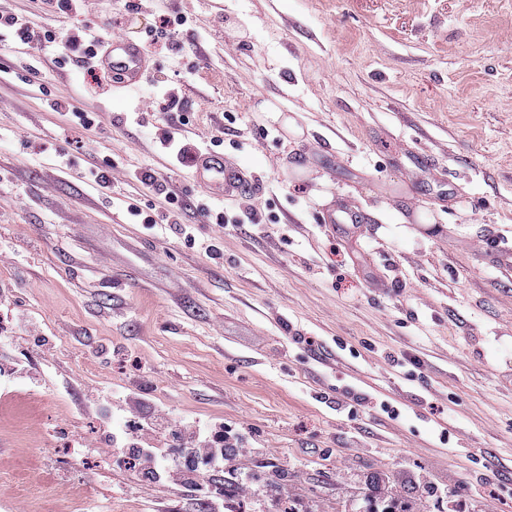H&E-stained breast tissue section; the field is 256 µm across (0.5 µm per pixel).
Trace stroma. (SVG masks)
<instances>
[{
  "instance_id": "35a3bbf8",
  "label": "stroma",
  "mask_w": 512,
  "mask_h": 512,
  "mask_svg": "<svg viewBox=\"0 0 512 512\" xmlns=\"http://www.w3.org/2000/svg\"><path fill=\"white\" fill-rule=\"evenodd\" d=\"M82 5L0 0L146 53L129 89L0 28V289L55 344L47 363L0 343V364L47 376L0 387V512H202L104 462L81 387L142 372L176 414L254 435L258 472L303 470L305 512H351L366 478L415 472L466 512H512V269L492 256L493 238L512 246V0ZM182 145L257 190L213 197ZM336 200L371 224L323 223Z\"/></svg>"
}]
</instances>
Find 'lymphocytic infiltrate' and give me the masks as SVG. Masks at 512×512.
<instances>
[{"mask_svg": "<svg viewBox=\"0 0 512 512\" xmlns=\"http://www.w3.org/2000/svg\"><path fill=\"white\" fill-rule=\"evenodd\" d=\"M14 29L21 41L38 48L47 44H62L64 55L78 56L83 63L95 58L94 39L86 32L63 36L49 28H31L28 21L0 13V28ZM148 376L124 388L118 413L103 407L112 397L107 387L88 386L83 401L104 423L103 441L117 451L120 460L138 467L144 485L163 492L169 489L204 491L207 512H224L226 489H209L210 478L222 475L228 489L243 498L265 494L287 504L291 490L303 481L302 471L275 468L266 478H257L255 461L263 451L244 440L239 429L226 423L203 417L175 416L172 409L150 397ZM366 499L378 504L380 512H392L391 506L403 492H411L413 501L406 512H427L432 498L447 496V489L430 478L421 476L393 481L373 478L367 484Z\"/></svg>", "mask_w": 512, "mask_h": 512, "instance_id": "lymphocytic-infiltrate-1", "label": "lymphocytic infiltrate"}]
</instances>
